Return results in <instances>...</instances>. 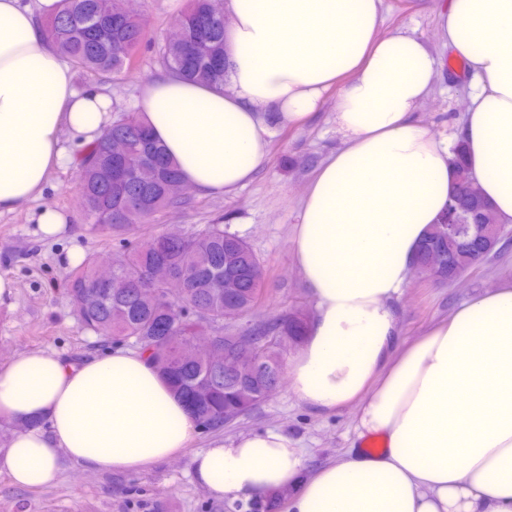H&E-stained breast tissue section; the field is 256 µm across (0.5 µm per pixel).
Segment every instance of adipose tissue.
<instances>
[{
	"label": "adipose tissue",
	"mask_w": 512,
	"mask_h": 512,
	"mask_svg": "<svg viewBox=\"0 0 512 512\" xmlns=\"http://www.w3.org/2000/svg\"><path fill=\"white\" fill-rule=\"evenodd\" d=\"M59 9L0 0V213L40 197L117 109L76 85L40 26ZM224 10L223 88L161 76L136 107L188 183L229 195L268 159L266 112L301 126L333 97L342 145L314 173L291 238L315 314L289 376L305 405L357 404V437L383 446L311 470L288 436L248 433L196 453L195 481L231 503L284 491L288 512H512V284L409 343L393 305L454 185L452 140L416 119L445 58L470 77L460 133L471 179L512 224V0H445L444 56L414 26L386 28L384 0H226ZM0 418L22 425L0 469L28 490L53 485L63 459L141 471L197 430L145 356L123 347L78 363L14 359L0 368Z\"/></svg>",
	"instance_id": "1"
}]
</instances>
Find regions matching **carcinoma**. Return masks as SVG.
Masks as SVG:
<instances>
[{
	"instance_id": "cac0c4a2",
	"label": "carcinoma",
	"mask_w": 512,
	"mask_h": 512,
	"mask_svg": "<svg viewBox=\"0 0 512 512\" xmlns=\"http://www.w3.org/2000/svg\"><path fill=\"white\" fill-rule=\"evenodd\" d=\"M208 11L207 0H188L180 17L187 30L194 18ZM224 15L214 17L209 33V53L214 62L195 71L178 64V47L161 48L168 72L186 80L224 86ZM46 29L56 50L71 64L96 74H115L139 55L146 31L141 24L117 18L113 0H61L60 11L48 19ZM125 148L132 162L140 164L154 153L160 164L158 180L150 186L129 183L118 192L104 183L107 157L112 146ZM456 186L449 198L479 197L468 178L466 149L454 147ZM84 169L85 223L92 229L124 236L149 223L157 214L184 204L170 193L182 179L140 112H124L91 146L79 162ZM443 224L430 227L417 253L425 257L444 237ZM157 246L137 245L113 257L120 287L99 293L95 287L96 261L70 273L65 282L69 302L81 322L105 330L118 341H132L148 355L170 388L188 405L197 426L209 431L224 429V413L238 415L261 402L263 391L285 367L288 349L303 343L308 317L287 312L278 323H252L241 330L236 321L253 312L266 295L267 267L248 242L222 224H208L193 234L171 238L151 235ZM169 259L174 278L155 282L149 272L158 256ZM212 331L221 348L236 349L254 343L261 348L260 361L247 369L215 366L205 354H195L188 339Z\"/></svg>"
}]
</instances>
